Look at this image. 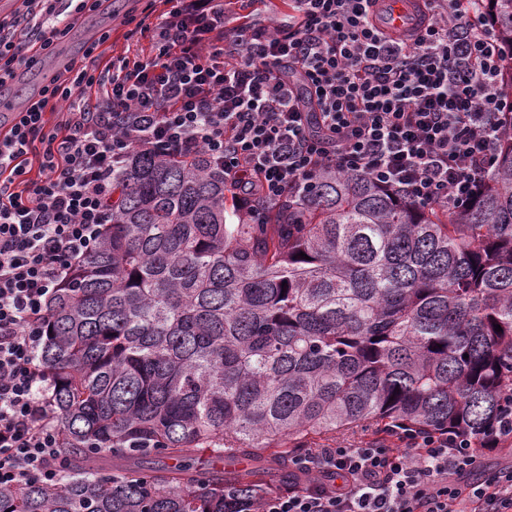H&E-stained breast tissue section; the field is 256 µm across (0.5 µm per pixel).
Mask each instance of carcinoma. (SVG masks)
Wrapping results in <instances>:
<instances>
[{"label":"carcinoma","mask_w":512,"mask_h":512,"mask_svg":"<svg viewBox=\"0 0 512 512\" xmlns=\"http://www.w3.org/2000/svg\"><path fill=\"white\" fill-rule=\"evenodd\" d=\"M488 12L512 93V0ZM484 181L447 210L324 170L308 199L245 224L205 156L133 151L112 223L43 324L66 467L0 486V512H224L226 493L288 483L311 439L357 430L496 447L512 410V116Z\"/></svg>","instance_id":"obj_1"}]
</instances>
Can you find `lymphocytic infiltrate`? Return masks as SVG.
<instances>
[{
  "label": "lymphocytic infiltrate",
  "instance_id": "obj_1",
  "mask_svg": "<svg viewBox=\"0 0 512 512\" xmlns=\"http://www.w3.org/2000/svg\"><path fill=\"white\" fill-rule=\"evenodd\" d=\"M0 15V86L54 53L101 0H19ZM254 0H241L244 9ZM377 0H293L273 26L224 0H171L143 13L148 50L98 65L111 37L58 70L0 129V485L53 481L61 432L36 354L41 324L112 221V176L136 149L206 154L238 207L305 192L325 168L362 174L414 203L473 200L494 165L503 59L486 0H423L411 36L376 21ZM62 116L47 130L45 116ZM40 178L26 177L30 153ZM321 448L260 502L225 512H512V466L473 482L474 449L449 432Z\"/></svg>",
  "mask_w": 512,
  "mask_h": 512
}]
</instances>
